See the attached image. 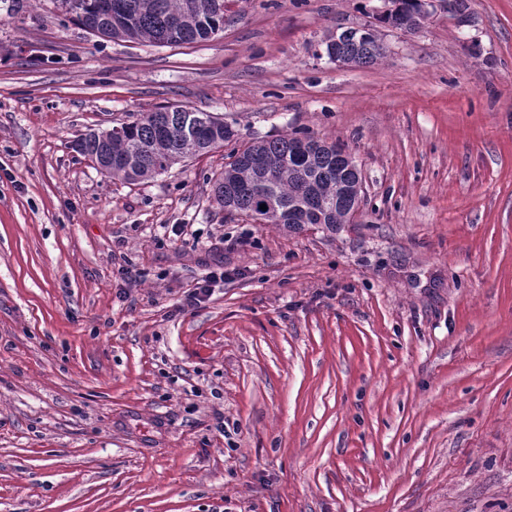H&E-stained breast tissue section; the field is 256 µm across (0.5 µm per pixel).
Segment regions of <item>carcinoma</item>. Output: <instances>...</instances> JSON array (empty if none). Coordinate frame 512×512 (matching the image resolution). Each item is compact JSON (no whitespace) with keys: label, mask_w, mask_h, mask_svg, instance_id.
Returning <instances> with one entry per match:
<instances>
[{"label":"carcinoma","mask_w":512,"mask_h":512,"mask_svg":"<svg viewBox=\"0 0 512 512\" xmlns=\"http://www.w3.org/2000/svg\"><path fill=\"white\" fill-rule=\"evenodd\" d=\"M104 0H53L58 11L85 31L98 25L94 36L106 41L149 43L155 46L200 43L224 29L230 0H112L119 8L102 15ZM396 13L378 17L395 29L412 31L427 20L420 0H398ZM329 59L346 65L367 66L385 57L378 31L341 33L325 48ZM188 109L165 107L121 125L122 133L104 140L94 133L83 139L79 153L90 162L109 160L104 173L136 182L168 171L185 159L206 153L237 136L224 119L212 113L198 131L188 136L183 115ZM309 136H280L245 144L232 154L213 182V201L222 209L259 224L297 227L295 217L322 222L331 229L350 223V213L361 202L356 166L341 157L344 148L324 142L316 151L304 148ZM266 205L267 210L260 209Z\"/></svg>","instance_id":"1"}]
</instances>
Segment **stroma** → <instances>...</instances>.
Returning a JSON list of instances; mask_svg holds the SVG:
<instances>
[{
	"label": "stroma",
	"instance_id": "obj_1",
	"mask_svg": "<svg viewBox=\"0 0 512 512\" xmlns=\"http://www.w3.org/2000/svg\"><path fill=\"white\" fill-rule=\"evenodd\" d=\"M468 4L340 67L381 0L177 47L0 0V512H512V0ZM168 105L343 144L354 223L219 209L232 141L134 184L74 150ZM325 52L329 59L353 66L375 64L386 54L378 31L373 28L350 35L341 33L326 43ZM226 273V275H225ZM228 271L220 273L209 272L205 278L198 280L193 288H189L184 292L183 299L178 304V310L184 311L186 307L195 308L206 300H209L214 293V288L219 281H224V277H228Z\"/></svg>",
	"mask_w": 512,
	"mask_h": 512
}]
</instances>
